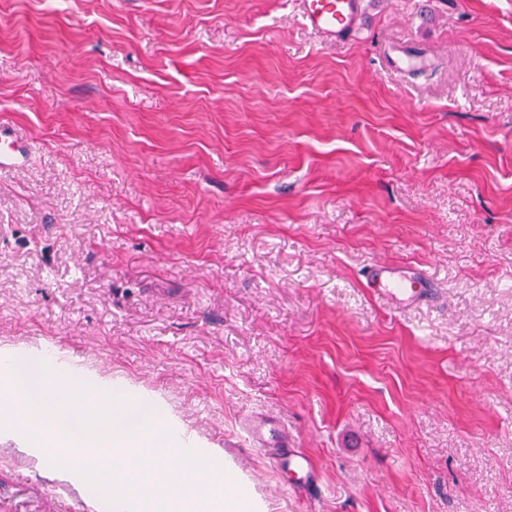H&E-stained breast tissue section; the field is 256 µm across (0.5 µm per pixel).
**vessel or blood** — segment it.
Listing matches in <instances>:
<instances>
[{
  "instance_id": "1",
  "label": "vessel or blood",
  "mask_w": 512,
  "mask_h": 512,
  "mask_svg": "<svg viewBox=\"0 0 512 512\" xmlns=\"http://www.w3.org/2000/svg\"><path fill=\"white\" fill-rule=\"evenodd\" d=\"M301 23L323 38L342 41L353 37L361 24L364 0H297ZM400 72H424L430 69L429 57L422 52L397 50L391 60ZM27 142L10 130L0 127V167L24 166L28 156ZM366 285L374 295L395 308L404 309L423 302L432 301L435 290L423 273L404 270L395 266L375 263L366 273ZM250 436L254 443L271 448L274 466L308 481L314 475L310 457L303 451L285 448L280 439V426L273 421L255 425ZM42 493L49 497L61 496L70 500L73 512H89V506L77 493L74 486L59 490L57 482L39 481Z\"/></svg>"
}]
</instances>
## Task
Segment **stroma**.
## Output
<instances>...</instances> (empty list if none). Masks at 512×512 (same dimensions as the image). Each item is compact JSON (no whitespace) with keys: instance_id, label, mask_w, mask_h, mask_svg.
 <instances>
[{"instance_id":"35a3bbf8","label":"stroma","mask_w":512,"mask_h":512,"mask_svg":"<svg viewBox=\"0 0 512 512\" xmlns=\"http://www.w3.org/2000/svg\"><path fill=\"white\" fill-rule=\"evenodd\" d=\"M1 124L0 351L149 401L243 512H512V0H367L338 43L295 0H8ZM394 58L390 57L392 67L399 72H425L430 69L429 57L423 52L396 49ZM27 142L4 127H0V167H22L28 156ZM365 278L367 287L378 299L397 309L430 302L435 295L429 278L420 271L375 263L368 267ZM250 437L259 446L271 448L272 462L277 469L291 473L302 484L314 476L313 463L306 453L284 447L285 444L280 440L278 423L263 421L251 429Z\"/></svg>"}]
</instances>
